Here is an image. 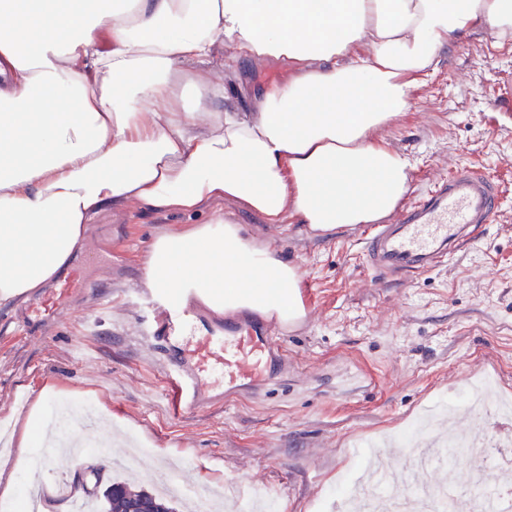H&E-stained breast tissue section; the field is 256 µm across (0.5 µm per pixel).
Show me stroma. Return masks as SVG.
<instances>
[{"mask_svg": "<svg viewBox=\"0 0 512 512\" xmlns=\"http://www.w3.org/2000/svg\"><path fill=\"white\" fill-rule=\"evenodd\" d=\"M509 80L512 39L477 29L440 53L417 81L409 109L380 134L413 162L406 203L458 164L482 168L498 186L495 221L444 266L378 283L366 263L365 225L321 236L290 219L274 238L260 217L223 205L224 216L302 270L317 312L289 328L286 368L191 416L171 411L167 374L148 342V311L132 295L144 285L149 243L191 219L145 214L134 204L103 212L71 261L86 283L67 300L71 316L46 314L18 333L33 308L54 298L51 284L0 309V428L18 442L34 402L51 385L66 403L98 409L91 453L106 447L124 455L120 444L102 441L117 425L152 453L131 468L99 473L64 459L43 474L45 486L80 476L87 486H105L166 458L180 463L183 484L229 478L264 486L281 493L287 512H330L373 463L352 455V447L405 437L436 404L447 403L458 428H470L479 417L464 402L478 380L492 378L497 398L512 399V99L503 95ZM483 465L465 451L429 482L465 499Z\"/></svg>", "mask_w": 512, "mask_h": 512, "instance_id": "1", "label": "stroma"}]
</instances>
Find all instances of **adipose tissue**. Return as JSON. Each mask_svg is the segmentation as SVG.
I'll return each mask as SVG.
<instances>
[{"label": "adipose tissue", "instance_id": "obj_1", "mask_svg": "<svg viewBox=\"0 0 512 512\" xmlns=\"http://www.w3.org/2000/svg\"><path fill=\"white\" fill-rule=\"evenodd\" d=\"M481 25L511 39L512 0H0V307L67 268L100 214L134 203L211 212L153 239L148 288L296 319L297 266L215 204L315 230L390 215L412 162L375 136ZM247 60L285 76L253 85L248 110L222 108Z\"/></svg>", "mask_w": 512, "mask_h": 512}]
</instances>
